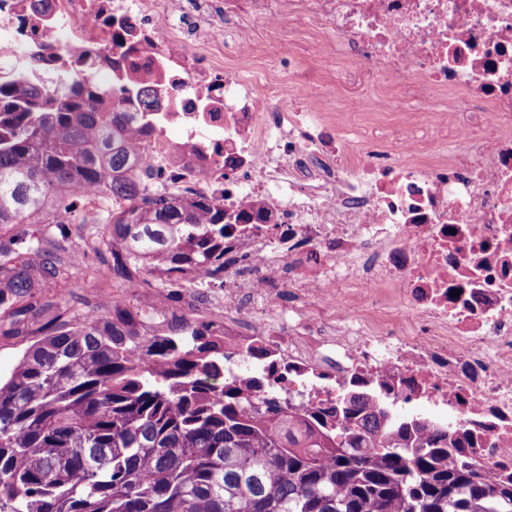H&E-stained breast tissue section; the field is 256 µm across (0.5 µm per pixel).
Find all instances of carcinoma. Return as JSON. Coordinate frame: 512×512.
<instances>
[{
    "instance_id": "1",
    "label": "carcinoma",
    "mask_w": 512,
    "mask_h": 512,
    "mask_svg": "<svg viewBox=\"0 0 512 512\" xmlns=\"http://www.w3.org/2000/svg\"><path fill=\"white\" fill-rule=\"evenodd\" d=\"M62 84L0 59V226L39 225L0 240V336L35 337L0 380V512H512V475L486 479L446 432L410 433L357 395L349 427L255 418L224 388V340L207 324L147 336L151 312L132 299L67 318L38 292L140 273L165 307L192 267L224 277V206L149 193L130 98ZM136 103L152 128L157 90ZM76 186L108 206L87 218Z\"/></svg>"
}]
</instances>
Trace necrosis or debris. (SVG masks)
Wrapping results in <instances>:
<instances>
[{
  "instance_id": "4bbe7bcc",
  "label": "necrosis or debris",
  "mask_w": 512,
  "mask_h": 512,
  "mask_svg": "<svg viewBox=\"0 0 512 512\" xmlns=\"http://www.w3.org/2000/svg\"><path fill=\"white\" fill-rule=\"evenodd\" d=\"M0 0V53L54 45L58 68L114 89L162 92L140 175L156 194L224 206V277L196 272L171 318L213 312L224 379L263 415L331 411L346 393L398 423L422 407L490 475L512 474V0ZM232 56L310 57L304 106L272 80L242 83ZM370 67L368 104L416 86L423 123L377 141L336 129L326 73ZM467 112L454 136L448 112ZM182 132L167 136L170 126Z\"/></svg>"
}]
</instances>
